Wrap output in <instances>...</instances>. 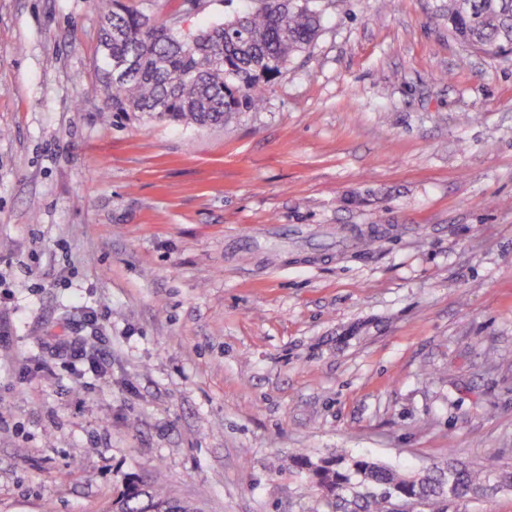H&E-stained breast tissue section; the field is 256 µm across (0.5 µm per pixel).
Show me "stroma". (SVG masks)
<instances>
[{
  "instance_id": "stroma-1",
  "label": "stroma",
  "mask_w": 512,
  "mask_h": 512,
  "mask_svg": "<svg viewBox=\"0 0 512 512\" xmlns=\"http://www.w3.org/2000/svg\"><path fill=\"white\" fill-rule=\"evenodd\" d=\"M447 4L313 0L263 106L199 127L103 116L94 0H0V512L138 478L312 512L297 462L341 452L512 468V54Z\"/></svg>"
}]
</instances>
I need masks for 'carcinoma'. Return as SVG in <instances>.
I'll return each mask as SVG.
<instances>
[{
    "instance_id": "obj_1",
    "label": "carcinoma",
    "mask_w": 512,
    "mask_h": 512,
    "mask_svg": "<svg viewBox=\"0 0 512 512\" xmlns=\"http://www.w3.org/2000/svg\"><path fill=\"white\" fill-rule=\"evenodd\" d=\"M303 0H251L187 41L167 21L122 0H95L103 16L105 112H146L161 121L217 125L258 109L261 79L281 73L317 35L322 18ZM448 34L476 50L512 52V0H448ZM318 492L314 512H395V498L448 512L487 490L512 488V472L450 462L425 473L343 453L300 462ZM122 512H190L161 489L131 483L114 500Z\"/></svg>"
}]
</instances>
